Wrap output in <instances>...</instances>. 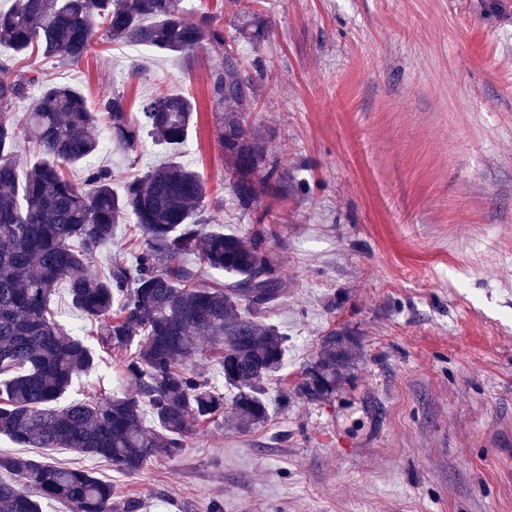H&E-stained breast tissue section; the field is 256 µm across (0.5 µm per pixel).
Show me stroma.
Masks as SVG:
<instances>
[{"mask_svg":"<svg viewBox=\"0 0 512 512\" xmlns=\"http://www.w3.org/2000/svg\"><path fill=\"white\" fill-rule=\"evenodd\" d=\"M183 7L263 71L250 120L286 177L259 209L285 284L269 317L288 380L333 330L355 359L330 399H290L246 434L212 423L134 476L3 436L0 455L91 471L140 512H512V0H249L246 38L236 0ZM0 60L91 107L119 92L135 119L151 97L194 99L180 160L206 181L214 223L250 234L217 138L223 54L97 41L76 63L4 46ZM95 134L88 166L117 189L167 156L147 135L132 159ZM100 386L135 390L103 367L63 401Z\"/></svg>","mask_w":512,"mask_h":512,"instance_id":"obj_1","label":"stroma"}]
</instances>
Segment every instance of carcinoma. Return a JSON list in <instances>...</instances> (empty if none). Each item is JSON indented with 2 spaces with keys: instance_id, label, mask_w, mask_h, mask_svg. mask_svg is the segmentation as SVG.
<instances>
[{
  "instance_id": "carcinoma-1",
  "label": "carcinoma",
  "mask_w": 512,
  "mask_h": 512,
  "mask_svg": "<svg viewBox=\"0 0 512 512\" xmlns=\"http://www.w3.org/2000/svg\"><path fill=\"white\" fill-rule=\"evenodd\" d=\"M184 0H13L0 10V45L15 52L41 47L47 55L82 59L95 33L113 42L179 57L201 48L224 51V71L213 83L218 140L231 165L235 205L258 209L263 195H278V161L250 121L254 77L241 69L213 18H185ZM41 84L28 112L9 106ZM197 104L182 94L159 95L142 107L144 123L131 118L123 95L107 92L96 111L65 85L0 65V435L23 448H68L112 461L129 475L152 458L178 456L199 427L224 416V392L204 379L194 361L221 365L233 392L229 426L248 432L271 410L266 381L286 366V339L265 318L283 293L279 267L265 247L263 216L248 237L224 233L206 216L208 189L201 175L178 160L195 122ZM104 119L117 150H135L142 128L172 158L112 188L105 169H91L83 185L63 166L87 161L99 150L93 134ZM29 144L42 161L19 179L15 156ZM133 224L132 259L104 274L91 265L112 242L116 225ZM185 255L198 264L182 263ZM220 271L225 280H212ZM67 286L72 305L97 321L100 344L123 352L120 371L134 396L96 394L64 407L57 402L74 378L99 365L96 350L68 334L55 318L52 297ZM352 353L335 332L322 338L314 366L288 394L309 401L336 389ZM151 417L152 425L146 424ZM0 512H42L59 500L70 512H140L135 497L117 499L112 485L90 472L47 460L0 456Z\"/></svg>"
}]
</instances>
